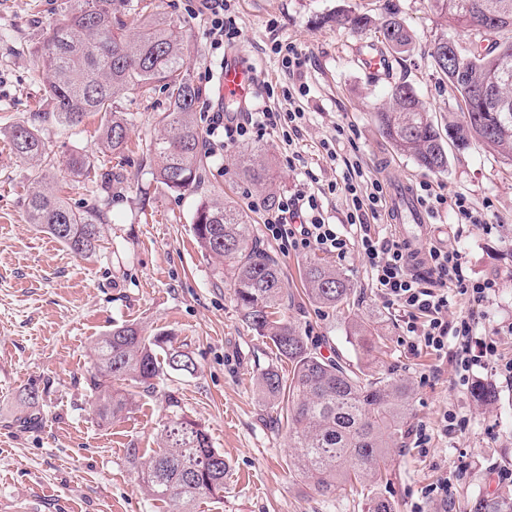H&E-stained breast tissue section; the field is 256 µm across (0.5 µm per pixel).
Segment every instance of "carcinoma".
<instances>
[{"instance_id":"carcinoma-1","label":"carcinoma","mask_w":512,"mask_h":512,"mask_svg":"<svg viewBox=\"0 0 512 512\" xmlns=\"http://www.w3.org/2000/svg\"><path fill=\"white\" fill-rule=\"evenodd\" d=\"M439 18L432 58L455 93L459 115L448 118L443 138L414 88L395 84L388 106L377 112L384 137L400 154L421 168L441 173L448 168V145L466 149L479 143L505 164L512 165V121L500 123L498 112L470 111L469 84H479L509 69L500 94L512 101V23L480 28L487 12L512 18V0H429ZM62 22L45 38L35 70L49 79V112L34 119L79 125L89 112L101 114L104 146L119 153L128 138L125 113L116 99L127 91L146 92L155 85L168 91L170 106L162 113V132L149 146L159 183L183 195L202 183V138L197 119L201 89L189 73L188 52L171 23L147 13L139 0H65ZM137 14L136 32L125 17ZM338 28L363 32L372 25L366 14L341 8L323 19ZM474 32L460 46V63L441 57L448 29ZM382 42L395 54L407 53L413 36L395 15L381 21ZM16 156L40 172L38 187L27 203L29 223L49 234L77 257L94 255L107 226V216L95 206L74 208L49 182L54 159L46 152L37 125L18 123L9 131ZM271 159L266 153L240 161L243 178L274 201L270 189ZM194 237L208 254L224 261L239 316L276 359L288 363V373L271 364L261 370L257 390L262 402L286 421L294 466L321 494L353 488L366 479L380 485L387 479L395 450L403 447L411 388L389 373H369L357 364L325 357L308 343L300 326L283 312L288 288L275 257L257 246L252 217L233 201L202 200L192 222ZM301 279L308 299L322 307L341 309L353 292L350 278L319 258L307 260ZM374 328L363 321L349 325V343L364 354L377 351ZM193 375L197 363L173 347L164 333L144 336L134 325H122L96 344L92 369L85 378L92 409L102 422L131 411L135 390L153 392L156 379L168 374ZM167 414L158 448L147 457L126 449L137 473L138 487L158 512H197L203 499L224 500V453L212 447L201 424L188 418L176 392H164ZM363 512H395L380 493L367 498Z\"/></svg>"}]
</instances>
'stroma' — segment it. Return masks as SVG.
Listing matches in <instances>:
<instances>
[{
	"mask_svg": "<svg viewBox=\"0 0 512 512\" xmlns=\"http://www.w3.org/2000/svg\"><path fill=\"white\" fill-rule=\"evenodd\" d=\"M415 36V47L390 55V68L367 74L358 55L367 48L385 52L376 31L357 34L324 26V17L340 7L382 18L386 2ZM63 0H0V512H152L140 493L126 451L149 450L165 418L164 391H176L185 414L202 424L228 464L223 502L204 501L199 512H361L368 484L323 495L294 468L290 438L273 410L256 391L261 368L273 359L242 323L230 280L218 260L205 254L192 232L201 196L223 195L250 211L258 245L275 255L284 271L295 320L323 355L361 364L366 371L385 369L412 388L405 446L379 485L396 512H469L472 502L497 497L512 502V483L499 482L498 470H512V386L476 370L480 384L495 393L478 398L470 386L454 381L459 343L449 338L446 356H436L405 336V315L387 305L357 251L329 256V263L353 284L348 308L329 310L309 302L300 281L304 252L280 245L265 234L262 196L244 180L237 158L264 149L272 159L278 194L297 189L322 194L330 223L352 235L344 195L327 194L341 178L344 159L360 160L366 172L411 185L431 183L446 196L465 195L474 206L490 204L498 232L462 224L452 211L430 215L424 247L452 246L464 255L475 277H495L500 286L476 325L485 334L512 318V166L479 145L449 149L448 169L433 174L395 151L381 134L375 114L395 83L410 84L435 124L445 126L457 101L437 72L429 47L439 31L429 0H231L230 13L240 29L235 45L256 66L262 81L272 83L273 98L258 106L277 110L296 105L305 114L298 138L283 142L279 134L247 140L228 149H206L207 176L199 193L168 191L151 174L146 154L159 133L158 121L169 108L163 88L144 95L131 91L118 100L129 121L122 153L103 149L100 117L87 115L75 127L54 122L40 126L55 161L51 173L61 197L71 206L101 204L109 229L96 254L76 257L27 221L36 169L11 151L8 131L48 111L45 74L31 60L50 30L62 20ZM155 12L172 21L188 46V65L203 90L197 114L207 126L214 110V82L208 71L220 61L208 37L209 19L198 0H153ZM295 44L309 59L303 79L289 77L272 41ZM306 95H298L299 86ZM296 91L287 103L282 89ZM346 136L337 144L338 161L321 143L337 127ZM85 155L107 185L72 176L71 154ZM376 322L382 336L381 361L355 353L347 340L349 321ZM136 325L143 335L168 334L174 346L194 357V375L168 374L157 392H139L133 410L104 424L91 409L84 377L98 340L114 326ZM40 396L39 420L29 429L15 426L22 396ZM463 421L462 430L442 432L444 413ZM423 428L425 445L415 443ZM448 483V499L426 497L439 481Z\"/></svg>",
	"mask_w": 512,
	"mask_h": 512,
	"instance_id": "obj_1",
	"label": "stroma"
}]
</instances>
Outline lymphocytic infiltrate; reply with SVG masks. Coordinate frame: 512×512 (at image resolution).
Here are the masks:
<instances>
[{
	"label": "lymphocytic infiltrate",
	"mask_w": 512,
	"mask_h": 512,
	"mask_svg": "<svg viewBox=\"0 0 512 512\" xmlns=\"http://www.w3.org/2000/svg\"><path fill=\"white\" fill-rule=\"evenodd\" d=\"M303 118V112L296 109L238 112L231 117L216 112L208 126L209 141L224 149L246 140L263 139L267 132L275 131L289 143L298 136ZM345 167L341 180L329 183L327 189L329 194L345 196L347 222L357 228L356 239L338 233L328 221L320 197L302 189L281 195L276 205L268 209L266 235L295 251L315 249L342 257L349 248H356L384 301L403 309L409 335L439 355L447 349L449 336L458 338L460 350L455 368L460 381H469L473 368L479 367L512 383V359L499 358L494 334L477 335L473 316L453 320L448 317L449 288H456L479 306L497 288V280L468 276L462 254L445 247L430 248L424 272H413L405 244L371 231L372 220L378 219L384 207L383 183L369 176L360 162L349 161ZM417 200L431 213L446 208L456 214L460 223L479 226L488 234L494 230L487 210L475 209L465 196L450 198L428 192L418 195Z\"/></svg>",
	"instance_id": "lymphocytic-infiltrate-1"
}]
</instances>
